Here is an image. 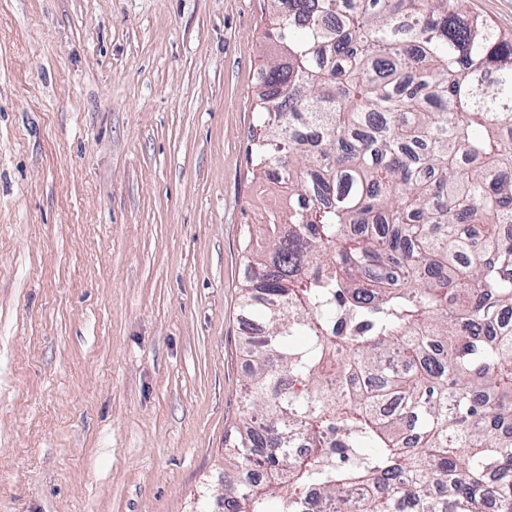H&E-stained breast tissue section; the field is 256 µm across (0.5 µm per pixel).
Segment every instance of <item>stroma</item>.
Returning a JSON list of instances; mask_svg holds the SVG:
<instances>
[{
    "label": "stroma",
    "instance_id": "1",
    "mask_svg": "<svg viewBox=\"0 0 512 512\" xmlns=\"http://www.w3.org/2000/svg\"><path fill=\"white\" fill-rule=\"evenodd\" d=\"M268 0H0V512L216 504Z\"/></svg>",
    "mask_w": 512,
    "mask_h": 512
}]
</instances>
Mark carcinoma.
<instances>
[{"label": "carcinoma", "mask_w": 512, "mask_h": 512, "mask_svg": "<svg viewBox=\"0 0 512 512\" xmlns=\"http://www.w3.org/2000/svg\"><path fill=\"white\" fill-rule=\"evenodd\" d=\"M250 132L288 206L222 512H512V35L469 0H270Z\"/></svg>", "instance_id": "obj_1"}]
</instances>
